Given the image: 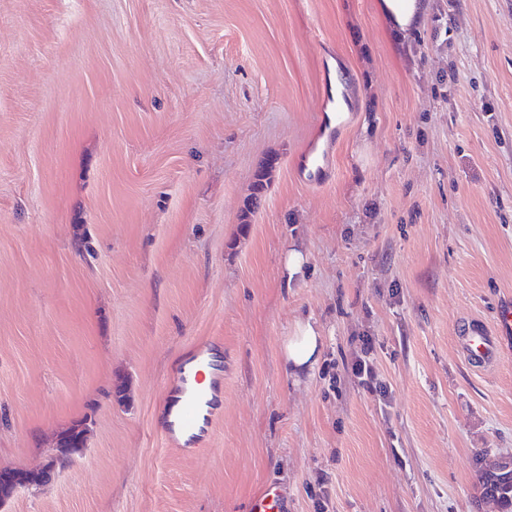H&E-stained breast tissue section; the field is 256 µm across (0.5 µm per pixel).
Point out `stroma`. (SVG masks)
Instances as JSON below:
<instances>
[{"label": "stroma", "mask_w": 512, "mask_h": 512, "mask_svg": "<svg viewBox=\"0 0 512 512\" xmlns=\"http://www.w3.org/2000/svg\"><path fill=\"white\" fill-rule=\"evenodd\" d=\"M381 2L0 0V469L90 423L5 512H498L474 459L512 453V340L481 372L459 325L512 298V0H426L405 37ZM197 345L224 387L188 454L160 427ZM322 335L310 319L298 320L282 343V354L289 369L311 371L318 363L322 348ZM372 350L371 341L368 338L364 339L361 354L355 356L351 362V372L360 380L361 384H369L373 378V365L370 356ZM88 425L68 426L57 439L60 448H84L87 445Z\"/></svg>", "instance_id": "stroma-1"}]
</instances>
